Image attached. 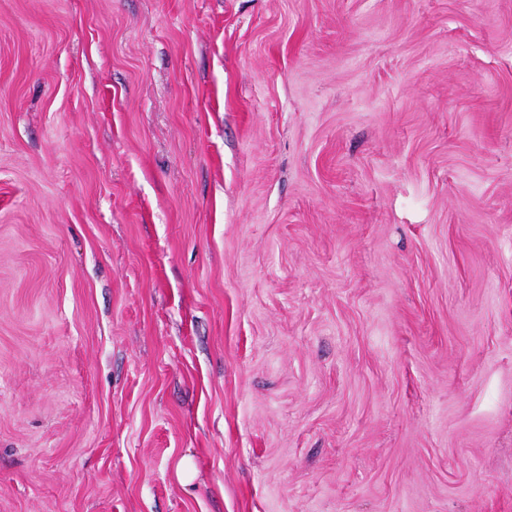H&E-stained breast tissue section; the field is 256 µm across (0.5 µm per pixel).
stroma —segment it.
<instances>
[{
	"mask_svg": "<svg viewBox=\"0 0 512 512\" xmlns=\"http://www.w3.org/2000/svg\"><path fill=\"white\" fill-rule=\"evenodd\" d=\"M0 512H512V0H0Z\"/></svg>",
	"mask_w": 512,
	"mask_h": 512,
	"instance_id": "obj_1",
	"label": "stroma"
}]
</instances>
